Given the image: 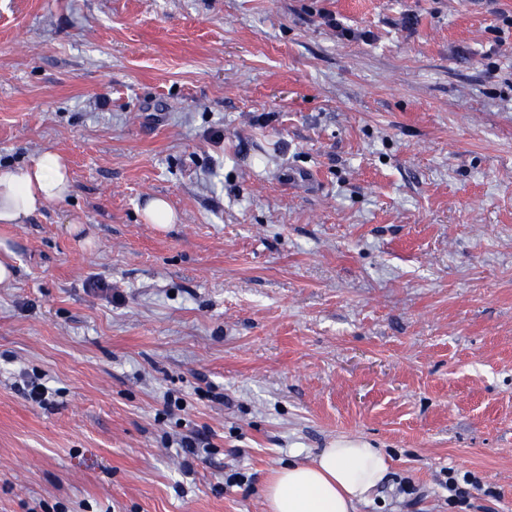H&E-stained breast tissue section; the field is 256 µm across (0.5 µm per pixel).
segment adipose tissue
Returning <instances> with one entry per match:
<instances>
[{
  "instance_id": "1",
  "label": "adipose tissue",
  "mask_w": 512,
  "mask_h": 512,
  "mask_svg": "<svg viewBox=\"0 0 512 512\" xmlns=\"http://www.w3.org/2000/svg\"><path fill=\"white\" fill-rule=\"evenodd\" d=\"M73 192L65 158L47 151L31 164L0 166V224H24ZM390 470L380 449L340 438L315 456L277 470L262 491L266 512H356Z\"/></svg>"
}]
</instances>
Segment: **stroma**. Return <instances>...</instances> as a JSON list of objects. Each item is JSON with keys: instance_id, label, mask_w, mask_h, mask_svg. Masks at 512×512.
Masks as SVG:
<instances>
[{"instance_id": "stroma-1", "label": "stroma", "mask_w": 512, "mask_h": 512, "mask_svg": "<svg viewBox=\"0 0 512 512\" xmlns=\"http://www.w3.org/2000/svg\"><path fill=\"white\" fill-rule=\"evenodd\" d=\"M46 150L0 512H265L341 437L392 460L357 512H512V0H0V165ZM139 212L143 221L147 224H175L178 216L170 207L168 202L157 196L146 198L143 205L139 208Z\"/></svg>"}]
</instances>
